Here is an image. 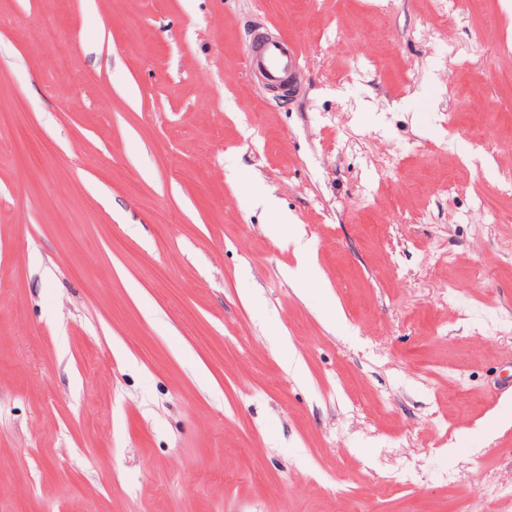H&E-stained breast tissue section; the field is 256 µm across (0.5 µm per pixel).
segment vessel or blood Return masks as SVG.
<instances>
[{
	"instance_id": "obj_1",
	"label": "vessel or blood",
	"mask_w": 512,
	"mask_h": 512,
	"mask_svg": "<svg viewBox=\"0 0 512 512\" xmlns=\"http://www.w3.org/2000/svg\"><path fill=\"white\" fill-rule=\"evenodd\" d=\"M301 52L294 42L263 39L245 48L246 68L270 88L285 83L298 69Z\"/></svg>"
}]
</instances>
